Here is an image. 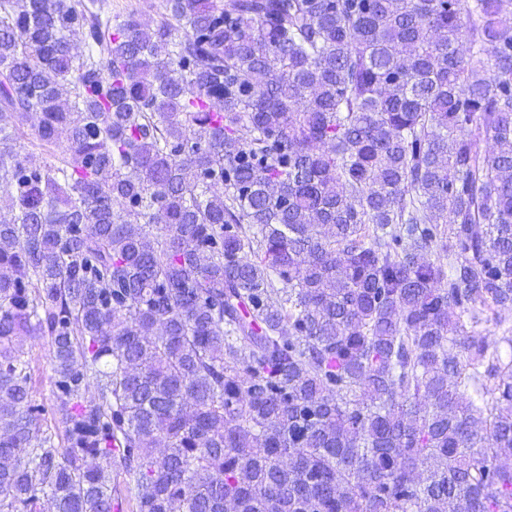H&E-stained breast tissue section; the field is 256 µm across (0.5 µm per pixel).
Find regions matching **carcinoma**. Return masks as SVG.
<instances>
[{"label":"carcinoma","mask_w":512,"mask_h":512,"mask_svg":"<svg viewBox=\"0 0 512 512\" xmlns=\"http://www.w3.org/2000/svg\"><path fill=\"white\" fill-rule=\"evenodd\" d=\"M510 309L512 0H0V512H512ZM112 1V9H129L134 11L143 21L152 22L161 18L165 10L164 0H108ZM17 150L22 156L32 154L47 164H56L59 160L58 152L42 151L38 148L35 136L30 130H27L26 134L17 140ZM468 325L469 330H474L475 332L481 333L483 335L490 336L493 343H497L500 347V350L502 351L503 360H509V354L511 351L509 350V347L506 343L502 342V336H512L510 334H506L504 330L508 326H512V313L510 314H504L502 316V323L499 325H496L493 321H486V318L483 316L481 320H479L477 323ZM25 358L30 363L32 383L31 399L33 402L42 404L47 410L45 418L48 426L56 431L54 412L59 404L52 386V361L51 346L47 336H37L29 340L25 345ZM57 432V431H56Z\"/></svg>","instance_id":"cac0c4a2"}]
</instances>
